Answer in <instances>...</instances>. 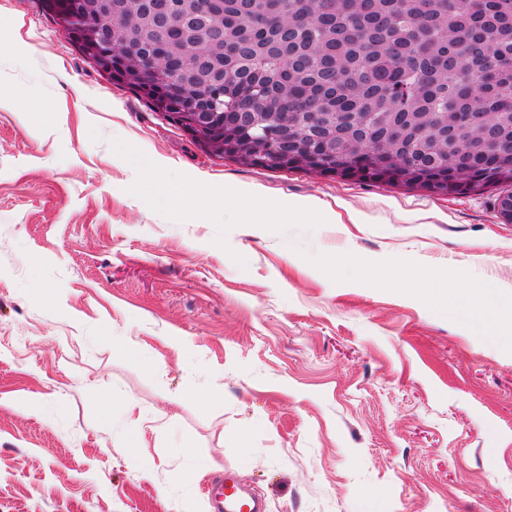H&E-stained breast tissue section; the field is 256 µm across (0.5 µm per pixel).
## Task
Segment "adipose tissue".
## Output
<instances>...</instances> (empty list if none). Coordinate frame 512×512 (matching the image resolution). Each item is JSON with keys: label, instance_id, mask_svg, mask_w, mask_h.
Returning a JSON list of instances; mask_svg holds the SVG:
<instances>
[{"label": "adipose tissue", "instance_id": "ef3b65f1", "mask_svg": "<svg viewBox=\"0 0 512 512\" xmlns=\"http://www.w3.org/2000/svg\"><path fill=\"white\" fill-rule=\"evenodd\" d=\"M164 202H181L201 211L232 209L244 224H316L324 212H331L336 224H365L369 218L350 205L332 210L329 203L310 200L270 201L258 192H235L222 198L205 195L187 196L177 184L168 185ZM373 282L392 279L405 289L416 292L433 303L441 305L449 314L459 319L473 333L499 341L512 340V308L498 301V291L488 278L460 279L455 269H429L403 265L372 273Z\"/></svg>", "mask_w": 512, "mask_h": 512}]
</instances>
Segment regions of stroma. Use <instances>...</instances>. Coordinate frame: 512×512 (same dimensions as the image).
Listing matches in <instances>:
<instances>
[{
  "label": "stroma",
  "instance_id": "35a3bbf8",
  "mask_svg": "<svg viewBox=\"0 0 512 512\" xmlns=\"http://www.w3.org/2000/svg\"><path fill=\"white\" fill-rule=\"evenodd\" d=\"M0 16V97L56 106H0V512H213L223 469L265 512H512V350L362 275L452 265L512 291L497 190L446 197L209 155L99 72L41 0H0ZM123 147L160 160L163 180L142 187ZM170 180L338 197L371 221L241 224L159 204ZM36 284L55 304L31 298ZM117 395L139 412L104 422ZM127 427L145 439L135 461ZM186 439L209 464L190 480Z\"/></svg>",
  "mask_w": 512,
  "mask_h": 512
}]
</instances>
